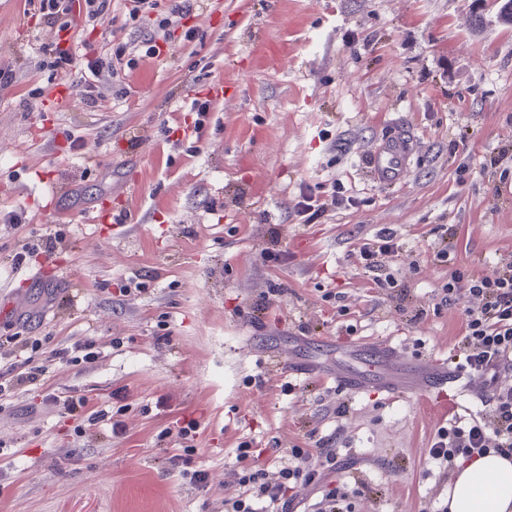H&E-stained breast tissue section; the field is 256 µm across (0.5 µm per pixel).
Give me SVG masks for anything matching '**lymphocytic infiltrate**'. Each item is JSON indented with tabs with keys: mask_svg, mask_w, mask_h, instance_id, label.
<instances>
[{
	"mask_svg": "<svg viewBox=\"0 0 512 512\" xmlns=\"http://www.w3.org/2000/svg\"><path fill=\"white\" fill-rule=\"evenodd\" d=\"M38 12L45 23L56 25L61 15L79 13L85 19H104L110 0H38ZM203 0H131L130 20L140 21L159 12L156 26L163 33L179 26L181 20L201 9ZM102 54L87 62L80 83L84 102L99 107L103 101L97 87L106 77L118 76L133 67L137 44L103 40ZM444 299L462 305L465 334L461 340L464 366L479 376L488 388L492 410L487 420H475L468 426L441 429L429 455L440 469L450 470L456 458L481 456L493 451L512 455V386L502 384L500 368L512 362V259L503 260L495 277L474 276L464 280L450 276L443 285ZM292 462L280 466L276 475L262 468L239 477L240 492L227 499L229 512H289L291 482L311 484L321 481L323 471L335 468L336 451L325 446L316 450L293 449Z\"/></svg>",
	"mask_w": 512,
	"mask_h": 512,
	"instance_id": "lymphocytic-infiltrate-1",
	"label": "lymphocytic infiltrate"
}]
</instances>
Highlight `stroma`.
Wrapping results in <instances>:
<instances>
[{
	"instance_id": "obj_1",
	"label": "stroma",
	"mask_w": 512,
	"mask_h": 512,
	"mask_svg": "<svg viewBox=\"0 0 512 512\" xmlns=\"http://www.w3.org/2000/svg\"><path fill=\"white\" fill-rule=\"evenodd\" d=\"M501 2L207 0L160 55L105 80L94 109L78 80L99 34L67 15L81 48L70 88H54L38 67L48 29L0 0V66L15 72L0 87V336L41 339L45 368L0 402V512H224L237 448L274 472L320 439L352 512H439L453 477L429 449L441 428L489 414L488 399L461 395L441 419L333 377L369 369V341L396 346L403 374L456 357L461 307L441 285L512 256V196L495 191L512 161L490 163L512 147ZM397 130L415 152L386 186L365 159ZM335 186L350 205L301 223L300 191ZM385 227L398 291L359 253ZM55 231L53 252L14 263ZM84 340L94 362L49 360ZM101 408L110 420L88 426ZM191 420L185 468L205 473L200 487L172 462Z\"/></svg>"
}]
</instances>
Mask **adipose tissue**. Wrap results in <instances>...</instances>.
<instances>
[{"instance_id": "1", "label": "adipose tissue", "mask_w": 512, "mask_h": 512, "mask_svg": "<svg viewBox=\"0 0 512 512\" xmlns=\"http://www.w3.org/2000/svg\"><path fill=\"white\" fill-rule=\"evenodd\" d=\"M448 512H512V456L492 452L457 462Z\"/></svg>"}]
</instances>
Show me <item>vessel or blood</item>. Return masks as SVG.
Segmentation results:
<instances>
[{
    "label": "vessel or blood",
    "instance_id": "vessel-or-blood-1",
    "mask_svg": "<svg viewBox=\"0 0 512 512\" xmlns=\"http://www.w3.org/2000/svg\"><path fill=\"white\" fill-rule=\"evenodd\" d=\"M412 142L406 133L399 132L389 136L380 147L369 156V168L375 178L383 184L401 183L409 170ZM338 387L352 393H361L374 388L379 391L413 393L424 402H445L449 392H474L479 381L473 375L459 368L456 361L442 359L434 364L418 369L409 379L391 378L371 372L368 374H337Z\"/></svg>",
    "mask_w": 512,
    "mask_h": 512
}]
</instances>
